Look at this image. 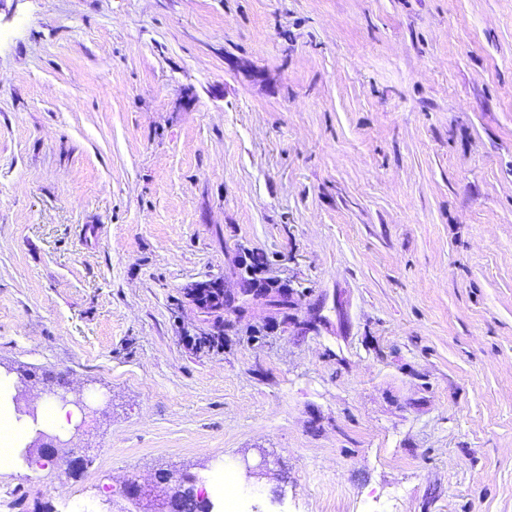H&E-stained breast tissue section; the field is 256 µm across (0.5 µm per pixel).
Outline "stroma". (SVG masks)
Returning a JSON list of instances; mask_svg holds the SVG:
<instances>
[{
	"label": "stroma",
	"instance_id": "obj_1",
	"mask_svg": "<svg viewBox=\"0 0 512 512\" xmlns=\"http://www.w3.org/2000/svg\"><path fill=\"white\" fill-rule=\"evenodd\" d=\"M0 371L10 512H512V0H0ZM195 288V295L201 305L214 311L223 309L224 292L219 279L200 282ZM13 382L11 378L0 374V470H8V466L27 441L31 433V424L25 419L17 418L15 411L22 415L26 397L20 395L15 406L11 401ZM23 403V404H22ZM69 408H63L56 404H46L43 408L40 418L41 423L55 428L59 431H65L70 427L68 421ZM176 486L179 489L175 491L176 511L174 512H209L203 501L199 500L195 495L192 488H182L183 486L180 483ZM124 497L131 501L132 504L135 505L137 510H131L127 508L126 510H122V512H170L169 501L166 496L163 498H155L153 499L152 490L149 488H142L136 484H131L125 491ZM146 499L150 502H153L152 506L154 507L150 511L144 510L141 507L142 501Z\"/></svg>",
	"mask_w": 512,
	"mask_h": 512
}]
</instances>
